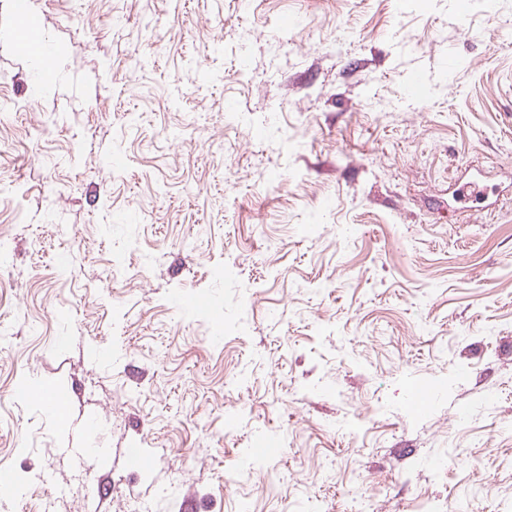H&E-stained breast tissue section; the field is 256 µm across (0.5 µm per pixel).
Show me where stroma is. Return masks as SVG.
Listing matches in <instances>:
<instances>
[{
	"label": "stroma",
	"mask_w": 512,
	"mask_h": 512,
	"mask_svg": "<svg viewBox=\"0 0 512 512\" xmlns=\"http://www.w3.org/2000/svg\"><path fill=\"white\" fill-rule=\"evenodd\" d=\"M30 12L41 87L0 0V512H512V0Z\"/></svg>",
	"instance_id": "1"
}]
</instances>
